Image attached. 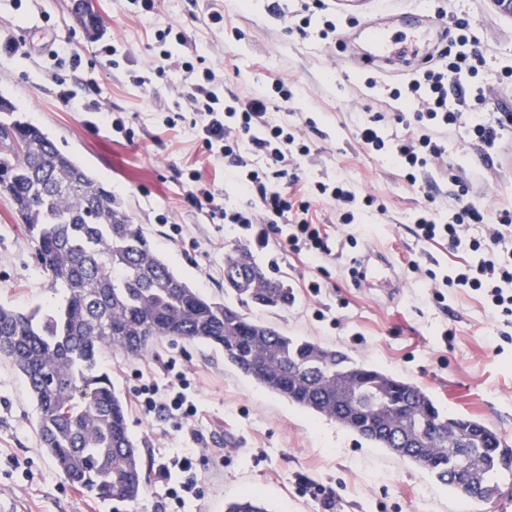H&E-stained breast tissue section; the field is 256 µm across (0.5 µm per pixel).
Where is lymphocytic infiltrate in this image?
Instances as JSON below:
<instances>
[{
	"label": "lymphocytic infiltrate",
	"instance_id": "lymphocytic-infiltrate-1",
	"mask_svg": "<svg viewBox=\"0 0 512 512\" xmlns=\"http://www.w3.org/2000/svg\"><path fill=\"white\" fill-rule=\"evenodd\" d=\"M192 81L179 93L189 111L195 112L193 129L207 147L213 160L231 168V182L253 197L242 210L224 213L225 223L239 225L259 241L277 235L281 249L314 255L330 253L329 235L308 221L310 201L295 197L281 181L288 175V158L308 155L311 147L287 127L271 124L267 117L268 96L224 97L211 69L196 70L192 61H184ZM475 59L461 55L444 67H431L402 87L393 89L394 99L419 102L413 115L398 113L399 123L413 121L416 135H385L384 117L374 114L363 123L358 136L366 148L377 155L391 156L401 168L409 185H417L430 159L442 153L436 141L437 131L466 123L467 112L480 108L481 95L467 96L460 82L462 72L476 71ZM467 124V123H466ZM251 145L264 161L263 168L240 174V152ZM415 236L423 243L443 241L450 249H463L473 260L457 269L436 272L426 270L429 280L447 288H467L482 292L494 315L512 318V214L503 213L497 223L488 224L480 208L471 201L460 202L447 219H440L431 208H423L414 217ZM137 407L145 414L162 407L192 423L195 406L179 390L161 392L154 384L143 385L137 395Z\"/></svg>",
	"mask_w": 512,
	"mask_h": 512
}]
</instances>
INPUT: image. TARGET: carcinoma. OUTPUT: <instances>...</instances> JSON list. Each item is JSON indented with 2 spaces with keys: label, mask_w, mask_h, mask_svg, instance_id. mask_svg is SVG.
<instances>
[{
  "label": "carcinoma",
  "mask_w": 512,
  "mask_h": 512,
  "mask_svg": "<svg viewBox=\"0 0 512 512\" xmlns=\"http://www.w3.org/2000/svg\"><path fill=\"white\" fill-rule=\"evenodd\" d=\"M0 194L24 224L38 267L65 296L59 308L0 304V354L24 379L55 468L82 493L136 503L145 493L141 443L100 358L110 349L142 357L168 338L206 343L257 384L300 408L417 463L400 439L424 443V469L448 476L465 463L484 500L512 485V446L494 428L445 414L417 383L347 354L286 336L203 295L152 246L104 183L0 99ZM224 285L242 303L285 308L290 289L245 257L224 261ZM225 512H267L247 494Z\"/></svg>",
  "instance_id": "obj_1"
}]
</instances>
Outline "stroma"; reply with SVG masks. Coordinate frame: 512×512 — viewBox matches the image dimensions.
I'll list each match as a JSON object with an SVG mask.
<instances>
[{"mask_svg": "<svg viewBox=\"0 0 512 512\" xmlns=\"http://www.w3.org/2000/svg\"><path fill=\"white\" fill-rule=\"evenodd\" d=\"M337 2L325 0L336 30L319 40L298 33V0H162L149 22L133 14L127 0H102V30L94 38L73 16L72 0H0V37L17 46L14 54L0 55V98L107 183L193 287L236 303L224 291V259L245 250L267 277L294 295L283 309H251L253 319L411 380L445 412L475 418L512 444V342L497 337L499 321L481 294L447 288L443 300H435L409 267L415 261L424 269L452 268L470 259L446 244L416 241L413 216L425 204L443 218L464 199L491 218L512 211V136L485 150L470 143L466 127L438 133L445 153L422 176L433 186L431 196L408 185L396 164L363 148L357 133L370 115L380 113L387 133L405 134L394 119L403 106L390 92L414 69L402 59L381 72L361 68L360 46L351 39L357 17ZM427 2L444 22L431 48L483 59L477 73L461 76L469 91L489 99L483 118L512 113V16L492 0ZM214 11L223 14V29L206 26ZM461 23L469 25L474 41L457 42ZM169 24L184 32L185 46L174 49L163 75L147 87L134 86L129 71L151 66L154 31ZM106 42L129 51V58L116 67L108 64L99 53ZM60 43L80 56L79 67L50 59V49ZM190 56L223 76L228 96L244 98L276 79L288 80L292 99L270 103L269 117L297 128L313 145L298 162V186L311 202V222L330 236V254L316 258L260 245L213 213V206L231 211L249 199L225 190L223 171L209 163L192 129L194 113L177 104L181 86L190 81L180 63ZM62 87L81 101L105 99L133 140L110 131L97 114L65 107L56 96ZM194 169L213 183L214 204L198 207L188 200ZM452 171L459 182H449ZM336 180L350 184L357 197L374 200L355 209L353 223H343L341 210L314 193L316 182ZM351 236L357 246L348 245ZM373 251L394 266L396 295L354 286L352 258ZM313 280L321 285L319 293L308 288ZM62 301V290H51L39 272L10 200L0 195V303L29 309ZM103 366L125 402L131 433L144 444L146 494L131 506L99 501L59 475L41 448L37 410L25 383L2 358L0 512H166L175 479L164 475L163 466L177 451L191 454L198 474V495L181 512H225L227 503L249 491L258 492L269 512H321L318 502L300 493L304 482L323 485L336 512H460L462 496L427 470L262 388L207 344L166 340L143 359L108 352ZM178 376L197 408L191 432L179 416L164 410L147 416L134 405L142 384L163 388Z\"/></svg>", "mask_w": 512, "mask_h": 512, "instance_id": "stroma-1", "label": "stroma"}]
</instances>
